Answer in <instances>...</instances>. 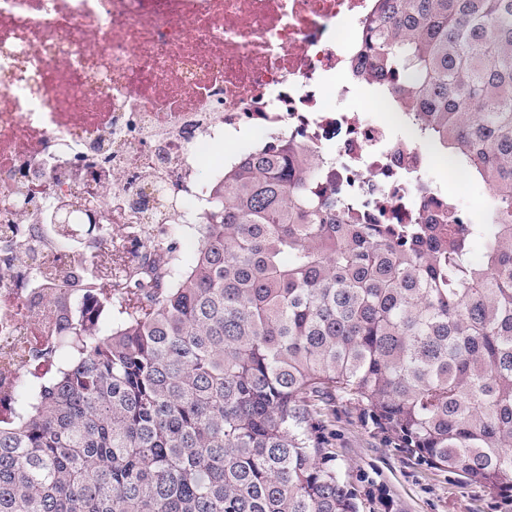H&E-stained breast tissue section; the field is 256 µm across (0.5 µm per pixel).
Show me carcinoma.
<instances>
[{
  "label": "carcinoma",
  "mask_w": 512,
  "mask_h": 512,
  "mask_svg": "<svg viewBox=\"0 0 512 512\" xmlns=\"http://www.w3.org/2000/svg\"><path fill=\"white\" fill-rule=\"evenodd\" d=\"M356 66L487 185V223L429 197L362 224L286 141L224 168L188 264L102 275L97 225L43 210L75 258L35 273L45 348L0 357V403L27 397L0 417V512H357L326 466L338 396L512 512V0H377Z\"/></svg>",
  "instance_id": "obj_1"
}]
</instances>
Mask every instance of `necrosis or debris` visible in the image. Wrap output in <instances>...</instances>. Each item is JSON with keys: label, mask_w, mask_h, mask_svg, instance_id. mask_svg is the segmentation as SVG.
Wrapping results in <instances>:
<instances>
[{"label": "necrosis or debris", "mask_w": 512, "mask_h": 512, "mask_svg": "<svg viewBox=\"0 0 512 512\" xmlns=\"http://www.w3.org/2000/svg\"><path fill=\"white\" fill-rule=\"evenodd\" d=\"M374 0H0V335L42 321L28 280L60 251L14 260L15 190L39 201L93 194L92 254L150 267L166 223L196 230L223 164L200 153L243 128L288 141L319 169L316 188L363 217L407 224L429 185L430 155L410 134L350 107L370 80L353 67ZM333 90L336 105L323 103ZM152 225L149 236L139 235Z\"/></svg>", "instance_id": "4bbe7bcc"}]
</instances>
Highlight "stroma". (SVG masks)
<instances>
[{
  "mask_svg": "<svg viewBox=\"0 0 512 512\" xmlns=\"http://www.w3.org/2000/svg\"><path fill=\"white\" fill-rule=\"evenodd\" d=\"M449 171L439 160L424 177L471 215L482 217L486 186L453 179ZM325 453L329 467L355 490L358 512H497L494 490L392 447L365 423L360 407L345 399L336 401V424Z\"/></svg>",
  "mask_w": 512,
  "mask_h": 512,
  "instance_id": "obj_1",
  "label": "stroma"
}]
</instances>
